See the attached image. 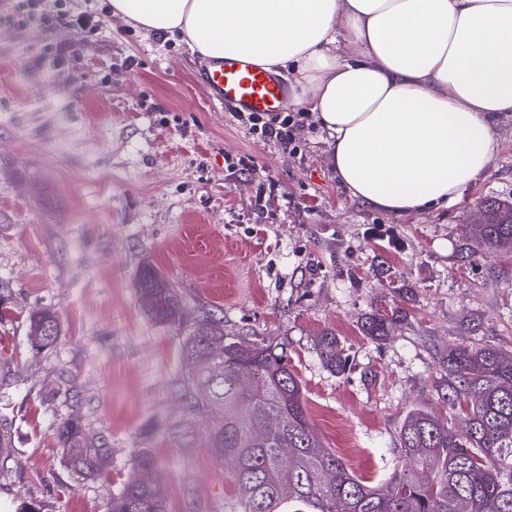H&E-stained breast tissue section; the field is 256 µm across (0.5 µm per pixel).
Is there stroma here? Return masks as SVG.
<instances>
[{
	"instance_id": "35a3bbf8",
	"label": "stroma",
	"mask_w": 512,
	"mask_h": 512,
	"mask_svg": "<svg viewBox=\"0 0 512 512\" xmlns=\"http://www.w3.org/2000/svg\"><path fill=\"white\" fill-rule=\"evenodd\" d=\"M0 0V512H108L147 448L168 512H227L234 497L210 418L188 414L180 347L202 317L278 343L311 425L358 476L403 471L409 409L447 413L439 363L456 344L512 349V253L472 236L484 200L512 204V118L488 169L448 207L393 217L341 187L329 138L296 117L295 150L210 102L205 60L112 16L108 0H54L17 23ZM80 15L95 18L77 29ZM153 266L183 303L154 322L134 286ZM60 323L33 350L29 316ZM398 313L385 339L375 313ZM335 334L345 371L317 344ZM108 439L99 476L67 466L59 420ZM187 424L189 440L172 435ZM398 319L397 313L389 314L377 313L368 318L362 325V332L365 336L373 340H381L387 336L390 325Z\"/></svg>"
}]
</instances>
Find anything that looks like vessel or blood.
<instances>
[{
    "mask_svg": "<svg viewBox=\"0 0 512 512\" xmlns=\"http://www.w3.org/2000/svg\"><path fill=\"white\" fill-rule=\"evenodd\" d=\"M202 84L209 98L242 112H277L288 104V86L266 68L246 59H212Z\"/></svg>",
    "mask_w": 512,
    "mask_h": 512,
    "instance_id": "vessel-or-blood-1",
    "label": "vessel or blood"
}]
</instances>
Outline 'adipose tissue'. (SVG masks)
Instances as JSON below:
<instances>
[{
	"label": "adipose tissue",
	"instance_id": "ef3b65f1",
	"mask_svg": "<svg viewBox=\"0 0 512 512\" xmlns=\"http://www.w3.org/2000/svg\"><path fill=\"white\" fill-rule=\"evenodd\" d=\"M205 58L286 74L341 185L400 217L448 206L512 116V0H110Z\"/></svg>",
	"mask_w": 512,
	"mask_h": 512
}]
</instances>
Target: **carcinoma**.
Instances as JSON below:
<instances>
[{"mask_svg":"<svg viewBox=\"0 0 512 512\" xmlns=\"http://www.w3.org/2000/svg\"><path fill=\"white\" fill-rule=\"evenodd\" d=\"M487 220L475 236L487 248L512 250V204L484 202ZM147 311L163 324L180 320L176 289L143 268L136 280ZM397 313H377L362 325L372 340L387 336ZM32 348L54 345L59 320L49 309L30 315ZM318 353L333 370H345L336 337L324 334ZM183 392L191 414L222 418L210 445L224 457L236 496L230 512H512V349L458 345L443 357L446 404L462 411L463 423L433 410L412 408L399 432L402 454L413 462L390 480L373 484L356 475L311 427L303 385L283 347L224 336L211 318L182 337ZM66 463L83 477L110 463L105 437L86 436L80 418L58 423ZM157 463L140 449L110 512H167L145 474Z\"/></svg>","mask_w":512,"mask_h":512,"instance_id":"obj_1","label":"carcinoma"}]
</instances>
